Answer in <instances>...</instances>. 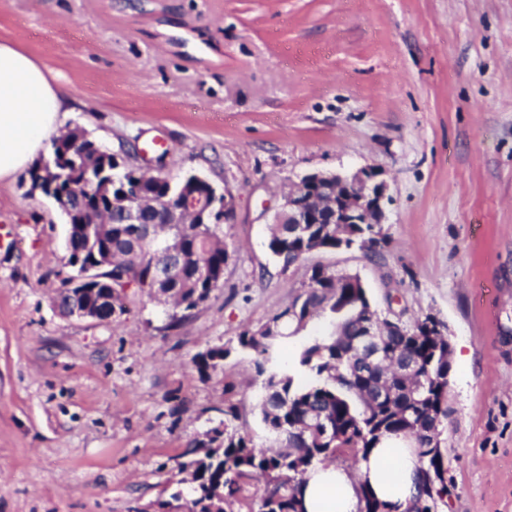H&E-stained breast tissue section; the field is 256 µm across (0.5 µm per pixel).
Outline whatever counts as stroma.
<instances>
[{
    "label": "stroma",
    "instance_id": "1",
    "mask_svg": "<svg viewBox=\"0 0 512 512\" xmlns=\"http://www.w3.org/2000/svg\"><path fill=\"white\" fill-rule=\"evenodd\" d=\"M0 43L46 67L66 127L234 199L205 302L130 288L95 320L55 304L73 272L57 204L27 172L0 182V512H188L179 465L212 429L269 446L238 338L316 265L358 274L383 316L443 323L437 512H512V0H0ZM360 169L391 198L379 255L283 267L268 219L285 193Z\"/></svg>",
    "mask_w": 512,
    "mask_h": 512
}]
</instances>
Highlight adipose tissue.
Listing matches in <instances>:
<instances>
[{"mask_svg": "<svg viewBox=\"0 0 512 512\" xmlns=\"http://www.w3.org/2000/svg\"><path fill=\"white\" fill-rule=\"evenodd\" d=\"M69 103L45 69L18 48L0 43V181L28 168L58 134ZM421 463L405 437L385 439L357 471L320 464L303 488L306 512H358L369 485L392 512H407Z\"/></svg>", "mask_w": 512, "mask_h": 512, "instance_id": "adipose-tissue-1", "label": "adipose tissue"}]
</instances>
